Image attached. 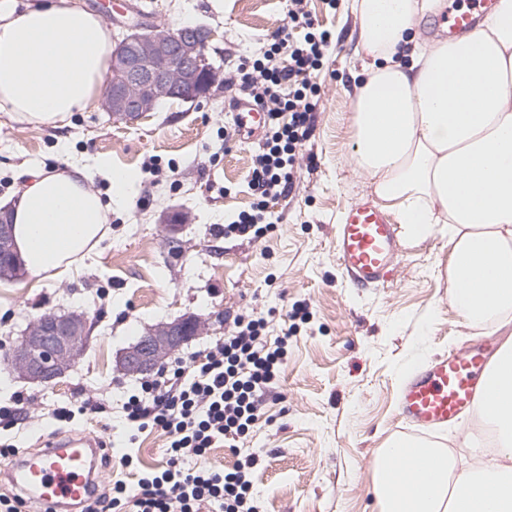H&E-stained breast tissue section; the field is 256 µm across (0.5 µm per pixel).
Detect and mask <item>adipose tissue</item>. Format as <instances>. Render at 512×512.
<instances>
[{"instance_id": "obj_1", "label": "adipose tissue", "mask_w": 512, "mask_h": 512, "mask_svg": "<svg viewBox=\"0 0 512 512\" xmlns=\"http://www.w3.org/2000/svg\"><path fill=\"white\" fill-rule=\"evenodd\" d=\"M444 0H350L362 78L354 152L412 243L447 225L449 302L467 327L512 323V0L459 39L427 41L418 19ZM112 32L78 0H0V109L42 125L100 96ZM93 167L29 171L10 210L26 268L57 277L104 239L110 204ZM475 415L490 456L390 440L372 487L379 512H512V337L493 358Z\"/></svg>"}]
</instances>
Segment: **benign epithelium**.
<instances>
[{
    "instance_id": "1",
    "label": "benign epithelium",
    "mask_w": 512,
    "mask_h": 512,
    "mask_svg": "<svg viewBox=\"0 0 512 512\" xmlns=\"http://www.w3.org/2000/svg\"><path fill=\"white\" fill-rule=\"evenodd\" d=\"M119 26L124 34L113 37L112 75L102 101L111 117L133 121L168 100L195 102L222 82L221 70L207 56L214 36L211 28L195 24L173 29L145 22L136 13ZM7 212L0 208V253L17 259ZM201 330L194 319L163 322L125 348L119 363L129 374H146ZM89 333L84 313H51L28 325L8 361L25 378L49 384L76 365Z\"/></svg>"
}]
</instances>
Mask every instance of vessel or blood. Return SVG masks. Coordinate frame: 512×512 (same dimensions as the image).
Returning a JSON list of instances; mask_svg holds the SVG:
<instances>
[{
	"mask_svg": "<svg viewBox=\"0 0 512 512\" xmlns=\"http://www.w3.org/2000/svg\"><path fill=\"white\" fill-rule=\"evenodd\" d=\"M499 0H464L438 23L441 35L451 38L471 33L483 15ZM397 230L390 216L372 200L353 204L336 228V259L353 284L368 287L387 282L395 269ZM483 352L451 353L414 369L398 402L406 430L428 435L472 413L486 391ZM105 443L80 432L45 439L41 448L18 454L0 465L24 500L42 512H80L97 493L99 458Z\"/></svg>",
	"mask_w": 512,
	"mask_h": 512,
	"instance_id": "obj_1",
	"label": "vessel or blood"
}]
</instances>
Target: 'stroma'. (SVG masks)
Segmentation results:
<instances>
[{"mask_svg":"<svg viewBox=\"0 0 512 512\" xmlns=\"http://www.w3.org/2000/svg\"><path fill=\"white\" fill-rule=\"evenodd\" d=\"M106 22L136 6L172 28L205 24L217 36L208 57L232 76L243 58H262L286 18V0H83ZM333 45L322 62L313 130L294 167V189L270 201L263 237L225 236L224 224L255 200L248 185L259 137L237 131L223 86L198 102H166L140 120L111 119L101 107L61 123L31 125L0 111V201L15 199L30 163L64 170L92 158L101 167L91 188L112 199L107 235L67 276L25 273L0 281V356L34 318L79 309L92 329L78 364L54 385L30 382L0 359V409L23 401L24 414L0 416V441L19 450L55 434L82 431L111 444L102 486L128 479L131 467L158 469L168 437L158 428L131 434L122 406L137 379L117 365L120 352L159 323L192 318L202 333L176 352L206 349L236 314L268 313L266 333L282 334L286 313L307 304L309 322L288 341L276 389L263 398L265 422L237 441L217 444L209 466L229 470L255 454L253 497L259 512H379L371 490L374 463L387 440L404 435L398 397L409 372L477 344L497 350L512 324L467 328L448 300V235L398 243L392 279L354 287L336 261V226L346 209L372 197L352 161L351 99L357 24L345 0H305ZM136 179L124 197L108 175ZM186 214L171 227L173 211ZM104 404L105 412L86 411ZM74 410L71 421L55 409Z\"/></svg>","mask_w":512,"mask_h":512,"instance_id":"stroma-1","label":"stroma"}]
</instances>
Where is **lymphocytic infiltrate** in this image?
<instances>
[{
  "label": "lymphocytic infiltrate",
  "instance_id": "lymphocytic-infiltrate-1",
  "mask_svg": "<svg viewBox=\"0 0 512 512\" xmlns=\"http://www.w3.org/2000/svg\"><path fill=\"white\" fill-rule=\"evenodd\" d=\"M304 0H288L287 21L260 59H243L227 86L247 95L268 115L264 142L249 184L251 211L224 226L225 235L256 236L270 200L288 196L298 149L307 140L319 97L316 81L329 49L328 31L313 32ZM260 313L236 315L233 327L207 350L203 362L177 359L155 378L138 382L124 405L130 430L167 433L161 470L125 482L94 498L85 512H255L251 491L257 459L246 455L225 472L206 465L218 442L247 434L259 421L261 396L278 384L287 360V336L268 338Z\"/></svg>",
  "mask_w": 512,
  "mask_h": 512
}]
</instances>
